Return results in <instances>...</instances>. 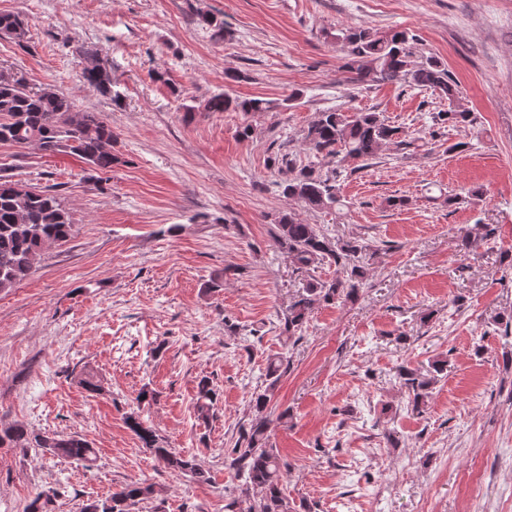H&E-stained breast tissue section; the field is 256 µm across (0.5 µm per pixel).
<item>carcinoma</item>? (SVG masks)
<instances>
[{
    "label": "carcinoma",
    "mask_w": 512,
    "mask_h": 512,
    "mask_svg": "<svg viewBox=\"0 0 512 512\" xmlns=\"http://www.w3.org/2000/svg\"><path fill=\"white\" fill-rule=\"evenodd\" d=\"M0 35L21 48L27 47L28 27L17 14L0 13ZM414 40L415 35L407 30L349 29L341 36L349 56L346 67L356 74L357 81L371 75L381 81H403L447 100V110L433 113V138L444 135L448 127L473 122L471 112L461 103L458 84L448 71L432 57L421 62L412 59L410 44ZM78 57L83 63L84 82L104 96L112 94V72L100 64L97 53L82 49ZM271 108V102L266 100H239L227 95H216L208 102L211 112H267ZM401 135L400 127L389 124L378 112L346 115L326 110L303 133L312 160L302 165L291 154H280L270 159V168L281 176L279 185L284 198L312 210L335 209L341 205L337 186L341 174L368 165L386 145H402ZM116 139L110 122L98 112L75 111L68 94L52 85L30 87L24 79L0 72V143L32 145L48 156L74 155L93 170L106 174L118 162L113 153ZM275 224V244L298 268L309 271L327 263L344 273L331 281L312 279L288 306L284 332L291 339L302 332L316 305L344 302L358 295L359 282L366 274L361 259L367 245L357 238L332 239L317 225L298 219L291 210L279 215ZM73 227L71 213L58 194L20 186L0 176V292H8L24 281L48 248L68 241ZM495 234V227L483 224L466 235L465 246L475 251L493 240ZM288 365L289 359L283 353L268 359L267 385L253 399L255 418L241 430L224 460L243 481L246 507L241 512H312L303 503L292 506L288 502L282 488V469L286 464L269 445L265 411ZM447 366L448 360L437 359L425 374L417 369H400L399 378L408 390L413 409L419 411L427 406L430 389ZM215 404L216 393L210 382L200 380L194 404L197 419L205 422L212 418ZM125 423L142 447L172 472L189 474L199 482L209 481L208 472L194 456L165 445L140 415H126ZM0 447L40 448L87 467L96 460L95 448L79 435L37 432L19 423L0 425ZM154 495V485L135 481L104 500L85 505L83 512H136L139 504Z\"/></svg>",
    "instance_id": "carcinoma-1"
}]
</instances>
